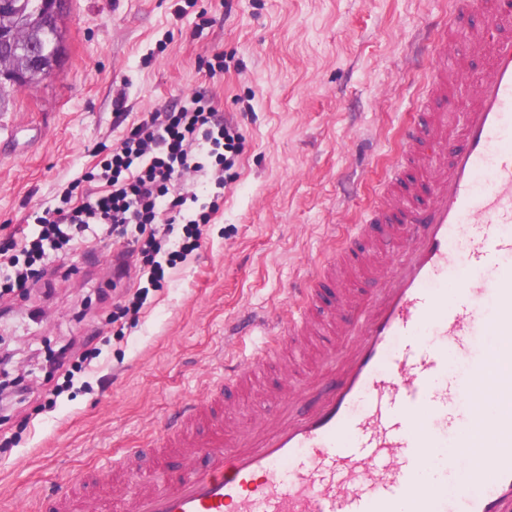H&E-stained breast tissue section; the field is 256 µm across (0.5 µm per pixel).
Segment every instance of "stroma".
<instances>
[{
  "label": "stroma",
  "instance_id": "35a3bbf8",
  "mask_svg": "<svg viewBox=\"0 0 512 512\" xmlns=\"http://www.w3.org/2000/svg\"><path fill=\"white\" fill-rule=\"evenodd\" d=\"M454 0H70L64 54L40 84L7 90L0 109V225L55 204L60 184L90 171L142 110L206 92L236 113L243 153L202 245L138 325L99 340L100 356L55 403L0 412V512H44L56 488L109 481L221 359L251 354L259 336L224 344L248 312L284 311L294 289L332 261L378 198L435 67L416 38H434ZM448 79L470 99L483 58L468 41ZM220 53L213 73L204 55ZM125 89L131 111L114 116ZM111 241L76 242L53 281L0 337L28 336L33 354L102 327L112 283L96 258Z\"/></svg>",
  "mask_w": 512,
  "mask_h": 512
}]
</instances>
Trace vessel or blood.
Wrapping results in <instances>:
<instances>
[{
	"label": "vessel or blood",
	"mask_w": 512,
	"mask_h": 512,
	"mask_svg": "<svg viewBox=\"0 0 512 512\" xmlns=\"http://www.w3.org/2000/svg\"><path fill=\"white\" fill-rule=\"evenodd\" d=\"M457 38L451 26L433 43L426 102L364 218L391 246L372 293L319 323L330 264L288 315L253 314L224 336L284 345L328 326L340 340L322 348L320 371L268 385L243 423L225 414L222 386L260 384L269 353L225 362L223 383L177 404L143 444V456H177L176 477L123 473L92 501L72 482L51 512H512V10L468 36L486 63L460 117L448 110ZM467 224L469 245L454 251ZM452 357L465 374L449 375ZM435 455L447 466L430 476Z\"/></svg>",
	"instance_id": "1"
}]
</instances>
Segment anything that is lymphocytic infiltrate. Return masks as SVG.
<instances>
[{"label":"lymphocytic infiltrate","mask_w":512,"mask_h":512,"mask_svg":"<svg viewBox=\"0 0 512 512\" xmlns=\"http://www.w3.org/2000/svg\"><path fill=\"white\" fill-rule=\"evenodd\" d=\"M242 151L235 114L218 111L203 92L142 113L82 182L61 188L58 205L32 233L0 235V312H11L31 286L49 281L81 236L118 243L109 266L116 278H135L137 287L114 289L111 320L138 323L151 292L200 248ZM77 189L84 198L78 206L72 203ZM92 342L72 336L45 355V366L63 378L47 399L70 388L75 374L97 358ZM38 393L21 345L0 344V409Z\"/></svg>","instance_id":"obj_1"}]
</instances>
